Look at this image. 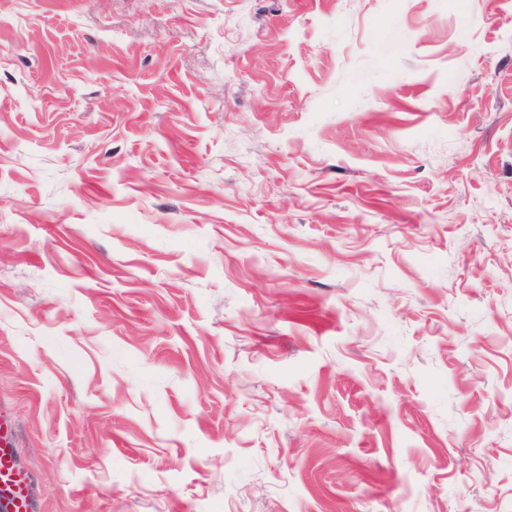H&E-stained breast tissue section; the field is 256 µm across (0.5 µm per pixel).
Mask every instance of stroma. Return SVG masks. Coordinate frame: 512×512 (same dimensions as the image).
Listing matches in <instances>:
<instances>
[{
  "label": "stroma",
  "instance_id": "stroma-1",
  "mask_svg": "<svg viewBox=\"0 0 512 512\" xmlns=\"http://www.w3.org/2000/svg\"><path fill=\"white\" fill-rule=\"evenodd\" d=\"M0 423L34 512H512V0H0Z\"/></svg>",
  "mask_w": 512,
  "mask_h": 512
}]
</instances>
